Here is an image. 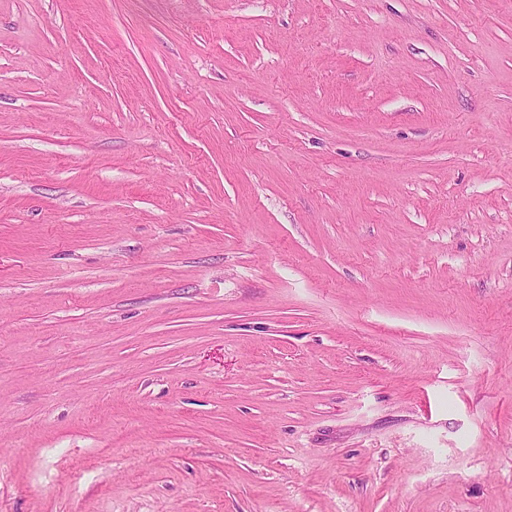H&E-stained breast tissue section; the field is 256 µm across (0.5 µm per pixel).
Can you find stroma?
<instances>
[{"label": "stroma", "instance_id": "stroma-1", "mask_svg": "<svg viewBox=\"0 0 512 512\" xmlns=\"http://www.w3.org/2000/svg\"><path fill=\"white\" fill-rule=\"evenodd\" d=\"M0 512H512V0H0Z\"/></svg>", "mask_w": 512, "mask_h": 512}]
</instances>
